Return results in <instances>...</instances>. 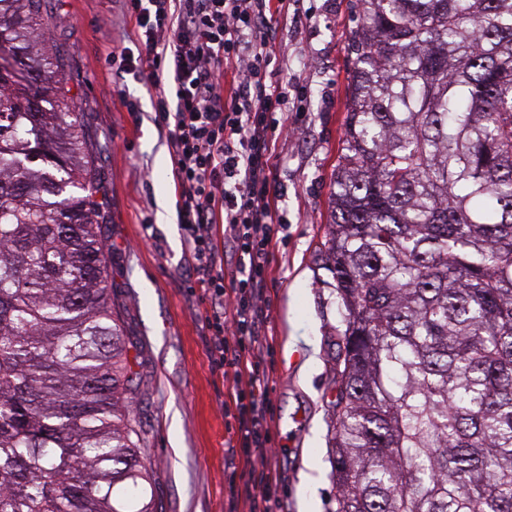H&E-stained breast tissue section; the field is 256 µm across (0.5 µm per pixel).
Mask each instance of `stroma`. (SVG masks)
<instances>
[{
  "instance_id": "obj_1",
  "label": "stroma",
  "mask_w": 512,
  "mask_h": 512,
  "mask_svg": "<svg viewBox=\"0 0 512 512\" xmlns=\"http://www.w3.org/2000/svg\"><path fill=\"white\" fill-rule=\"evenodd\" d=\"M311 16L279 30L289 75L307 90V114L289 113L278 143V206L288 221L276 247L262 307L269 347L260 354L273 375V448L267 464L280 478L281 512H333L329 456L333 355L341 325L321 244L332 219L330 194L354 69L349 35L355 0H304ZM52 42L63 50V78L99 145L95 197L106 226L112 298L127 335L137 339L133 426L151 464L162 512H249L227 493L231 433L224 416L229 385L209 360V332L198 295L183 283V237L166 137L154 124L156 88L137 68L117 75L111 51L136 29L122 0H49ZM135 103L137 115L126 105Z\"/></svg>"
}]
</instances>
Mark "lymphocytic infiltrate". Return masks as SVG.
<instances>
[{"label": "lymphocytic infiltrate", "mask_w": 512, "mask_h": 512, "mask_svg": "<svg viewBox=\"0 0 512 512\" xmlns=\"http://www.w3.org/2000/svg\"><path fill=\"white\" fill-rule=\"evenodd\" d=\"M138 27L133 47L149 84L166 86L153 102L167 133L177 188V221L187 288H201L211 333L210 360L238 386L224 413L234 421L232 453L247 471L250 512H269L277 482L261 460L270 378L251 359L267 341L260 305L269 256L285 221L278 209V140L307 92L284 75L276 28L301 22L299 0H127ZM224 222V242L213 226Z\"/></svg>", "instance_id": "1"}]
</instances>
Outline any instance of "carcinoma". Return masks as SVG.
Returning <instances> with one entry per match:
<instances>
[{"mask_svg": "<svg viewBox=\"0 0 512 512\" xmlns=\"http://www.w3.org/2000/svg\"><path fill=\"white\" fill-rule=\"evenodd\" d=\"M326 235L335 512H512V0H357ZM0 0V512H159L133 440L96 146Z\"/></svg>", "mask_w": 512, "mask_h": 512, "instance_id": "1", "label": "carcinoma"}]
</instances>
